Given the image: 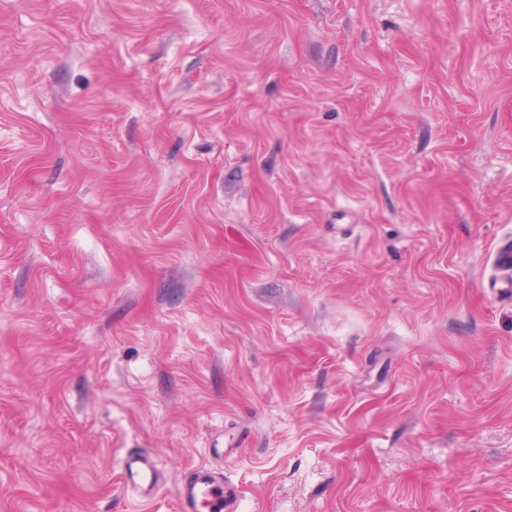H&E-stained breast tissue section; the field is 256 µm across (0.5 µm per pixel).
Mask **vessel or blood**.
<instances>
[{
	"mask_svg": "<svg viewBox=\"0 0 512 512\" xmlns=\"http://www.w3.org/2000/svg\"><path fill=\"white\" fill-rule=\"evenodd\" d=\"M211 454V463L192 468L182 480L176 497V512H239L241 494L224 478V451L215 448ZM121 479L126 487L147 500L156 495L160 485L155 460L142 451L126 454Z\"/></svg>",
	"mask_w": 512,
	"mask_h": 512,
	"instance_id": "b4317fda",
	"label": "vessel or blood"
}]
</instances>
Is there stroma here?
<instances>
[{
  "instance_id": "35a3bbf8",
  "label": "stroma",
  "mask_w": 512,
  "mask_h": 512,
  "mask_svg": "<svg viewBox=\"0 0 512 512\" xmlns=\"http://www.w3.org/2000/svg\"><path fill=\"white\" fill-rule=\"evenodd\" d=\"M511 249L512 0H0V512H512ZM214 463L192 468L180 483L176 512H239L241 494L224 478V448L211 449ZM121 479L127 488L134 489L140 498L151 499L159 489L160 474L153 457L142 451H129L123 461Z\"/></svg>"
}]
</instances>
